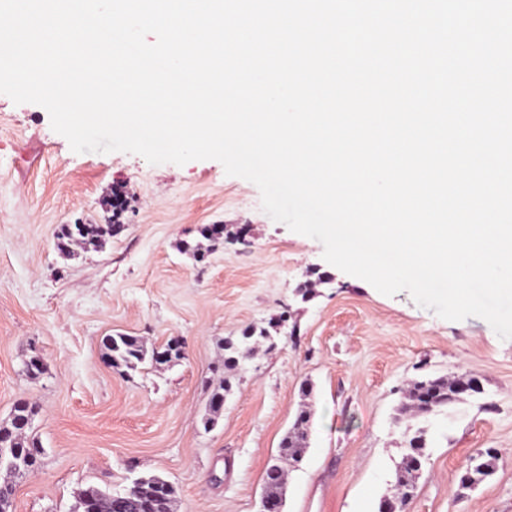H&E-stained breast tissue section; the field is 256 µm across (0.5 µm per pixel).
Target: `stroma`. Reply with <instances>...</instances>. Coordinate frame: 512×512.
<instances>
[{
	"mask_svg": "<svg viewBox=\"0 0 512 512\" xmlns=\"http://www.w3.org/2000/svg\"><path fill=\"white\" fill-rule=\"evenodd\" d=\"M114 223L99 250L55 247L60 225ZM268 324L275 348L242 362L205 429L225 337ZM120 333L150 349L180 340L185 356L113 365L103 342ZM35 354L46 370L33 379ZM440 375L481 391L401 417L409 381ZM305 400L310 443L283 512H378L411 429L426 431L427 458L405 512H512V340L328 264L321 242L274 221L257 186L218 161L77 154L43 107L0 94V424L36 404L28 433L44 449L15 478L11 512H72L80 489L150 475L176 487L174 512H258ZM488 448L495 473L460 489Z\"/></svg>",
	"mask_w": 512,
	"mask_h": 512,
	"instance_id": "obj_1",
	"label": "stroma"
}]
</instances>
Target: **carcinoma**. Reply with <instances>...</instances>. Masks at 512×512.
<instances>
[{"instance_id": "1", "label": "carcinoma", "mask_w": 512, "mask_h": 512, "mask_svg": "<svg viewBox=\"0 0 512 512\" xmlns=\"http://www.w3.org/2000/svg\"><path fill=\"white\" fill-rule=\"evenodd\" d=\"M106 236L110 237L112 233L103 232L99 224L77 225L73 231L64 227L57 235L56 247L60 251L76 244L98 248ZM258 336L262 338L264 334L257 335L253 331L246 330L236 339L225 340L224 368L231 370L241 360L249 357L259 344L256 340ZM105 348L108 350L111 363L122 362L131 369L136 368L146 359L145 351L134 336L125 334L109 336L105 340ZM467 382L468 379L460 376L414 379L409 391L411 406L419 413H428L444 407L467 394L464 388ZM229 389V379L219 380L210 399V417L206 419L205 426L216 424V418L224 407V393ZM34 414V408L24 403L14 408L10 424L0 425V471L8 476L35 467L42 454L38 440L25 433ZM311 418L312 412L309 407H301L296 414L293 427L281 441L282 452L294 463L301 461L306 452ZM407 443L410 450L395 471L397 487L416 484L422 461L425 459L424 455L413 452L415 448L422 450L427 448L424 431H416ZM495 469L496 456L480 451L469 459L461 475L460 484L464 488L479 485L491 476ZM286 484L284 467L279 463L271 464L265 473V495L280 502L283 501ZM176 494L177 490L172 484L160 477L149 476L136 479V490L132 498L126 494L121 496L109 494L89 486L77 493L76 502L88 501L97 512H137L139 503L142 505L150 503L162 512H172Z\"/></svg>"}]
</instances>
